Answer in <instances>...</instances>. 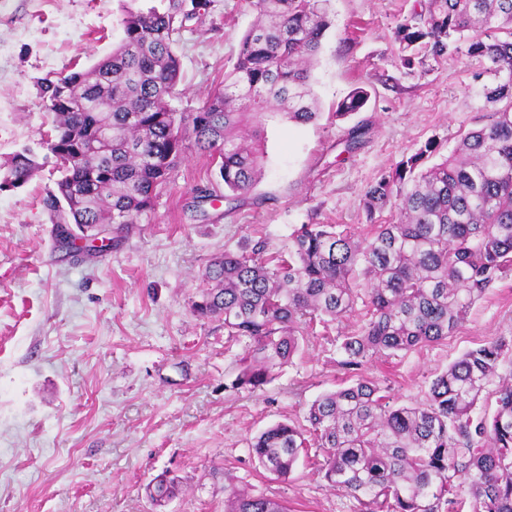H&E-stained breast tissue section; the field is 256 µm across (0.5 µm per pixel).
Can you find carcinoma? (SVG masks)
I'll return each instance as SVG.
<instances>
[{
    "instance_id": "1",
    "label": "carcinoma",
    "mask_w": 512,
    "mask_h": 512,
    "mask_svg": "<svg viewBox=\"0 0 512 512\" xmlns=\"http://www.w3.org/2000/svg\"><path fill=\"white\" fill-rule=\"evenodd\" d=\"M327 0H252L258 20L242 37L224 88L195 112L171 108L181 61L174 44L209 0L125 3L123 38L85 70L41 86L53 117L42 142L61 178L43 205L59 238L71 225L121 232L154 209L157 190L171 182L182 152L179 130L218 164L232 202L250 193L261 175L269 121H314L311 70L331 21ZM508 30L509 38L496 36ZM396 37L415 64L466 41L504 75L487 93L507 104L464 134L436 163L439 144L427 143L364 192L367 217L387 208L396 219L369 224L356 235L336 224H302L291 233L288 256L224 251L202 270L205 288L193 302L200 317L224 319L227 336L246 337L235 385L259 388L292 362L300 338L316 324L338 321L366 288L364 324L343 336L342 365L357 370L373 354L398 351L452 335L471 307L512 272V0H423ZM359 88L337 105L336 117L360 111ZM371 126L347 130L344 148L356 150ZM29 147L0 164V181L17 187L38 170ZM512 353V336L466 351L432 379L425 400L397 406L362 377L313 401L307 425L275 423L250 443L259 464L280 479L301 453H322L318 471L328 486L352 497L357 512H512V372L499 368ZM485 396L495 409L477 410ZM179 482L164 474L148 486L157 505L175 497ZM224 512H288L281 501L224 487Z\"/></svg>"
}]
</instances>
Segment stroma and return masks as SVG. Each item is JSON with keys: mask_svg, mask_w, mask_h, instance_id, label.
<instances>
[{"mask_svg": "<svg viewBox=\"0 0 512 512\" xmlns=\"http://www.w3.org/2000/svg\"><path fill=\"white\" fill-rule=\"evenodd\" d=\"M419 0H330L331 26L312 71L319 118L269 123L264 175L236 209L199 201L223 191L215 161L184 137L171 183L151 213L87 261L59 246L42 204L60 174L44 159L21 187L0 191V512H224V488L285 502L289 512H355L313 458L288 479L262 468L250 439L302 418L323 393L349 384L342 334L362 308L306 337L293 364L263 388L233 382L249 339L228 341L224 323L192 310L202 269L224 251L284 252L302 224L363 232L366 187L428 141L449 153L501 83L467 44L406 68L396 28ZM120 0H0V163L52 132L40 83L88 68L121 38ZM257 17L249 0H211L174 50L181 81L171 105L196 111L224 84L241 36ZM365 107L336 119L356 88ZM372 120L369 141L344 152L347 128ZM512 336V273L495 283L446 339L360 373L399 404L423 399L436 373L465 351ZM176 476L179 494L157 506L147 487Z\"/></svg>", "mask_w": 512, "mask_h": 512, "instance_id": "stroma-1", "label": "stroma"}]
</instances>
